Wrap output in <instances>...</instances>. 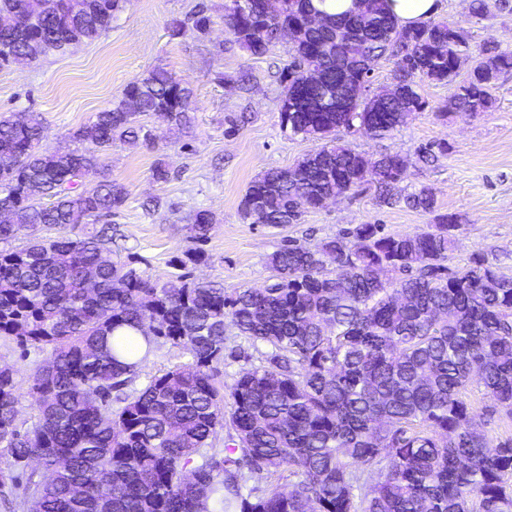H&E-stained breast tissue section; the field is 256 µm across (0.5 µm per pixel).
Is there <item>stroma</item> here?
<instances>
[{"instance_id": "35a3bbf8", "label": "stroma", "mask_w": 512, "mask_h": 512, "mask_svg": "<svg viewBox=\"0 0 512 512\" xmlns=\"http://www.w3.org/2000/svg\"><path fill=\"white\" fill-rule=\"evenodd\" d=\"M226 0H127L109 28L96 40L64 54L0 68V113H40L44 120L42 148L72 147V135L111 107L125 86L154 67L190 82L195 90L194 122L174 134L156 119L147 124L150 143L115 144L107 153V177L125 185L129 198L112 218L113 249L120 260L134 261L159 282L188 280L237 288H260L269 276V256L294 241L314 245L359 224L382 225L386 233L413 235L428 230L436 214L458 217V248L449 254L450 268L465 266L471 254L484 255L501 272L512 275V73L501 77L494 111L471 115L447 111L449 87L423 83V112L383 139L359 131L338 136L357 150L414 156L417 150L447 142L448 150L429 166L409 167L400 184L405 192L427 186L437 201L436 213L396 204H379L364 190L308 210L300 223L273 227L243 217L240 203L248 184L261 172L292 166L318 149L317 141L291 136L280 127V72L290 62L289 41L256 57L234 43L224 23ZM435 20L463 28L471 53L486 42L512 51V12L490 9L484 19L472 18L470 0H437ZM207 16L197 30L198 16ZM248 74L247 89L236 80ZM247 114V122L230 125V117ZM166 180L153 176L156 165ZM159 199L154 212L145 200ZM205 210L214 218L206 259L179 267L178 258L195 249L189 217ZM224 358L215 363L218 385L232 384L239 373L257 364L250 343L228 329ZM48 350L21 352L0 339V365L12 366L21 394L18 419L24 429L38 421L29 394L36 367Z\"/></svg>"}]
</instances>
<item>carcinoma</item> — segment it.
<instances>
[{"label":"carcinoma","mask_w":512,"mask_h":512,"mask_svg":"<svg viewBox=\"0 0 512 512\" xmlns=\"http://www.w3.org/2000/svg\"><path fill=\"white\" fill-rule=\"evenodd\" d=\"M109 2L108 12L84 13L78 0H0V66L95 40L126 0ZM242 2L224 5L240 48L263 56L291 34L280 126L306 139L339 128L383 138L424 110L423 81L450 85L456 111L491 112L512 72V53L488 42L455 81L464 29L431 21L401 31L387 0H353L340 15L313 0H249L244 12ZM388 55L408 63L393 88L337 111L336 91ZM193 98L190 84L156 67L73 133L82 147L55 152L39 150V114L0 116V211L14 215L0 221V337L50 349L30 386L39 420L24 433L15 371L0 366V453L10 457L0 498L26 512H512V439L492 445L466 400L475 383L512 418V276L479 255L446 265L457 216L414 235L359 224L313 246L288 244L269 257L270 284L231 294L159 283L112 257L109 228L96 224L128 191L101 176L103 155L152 138L143 117L190 129ZM436 159L430 149L413 160L368 155L330 138L256 176L242 213L297 224L336 189L365 184L383 203L433 213L431 188L402 195L398 184L410 163ZM212 224L194 213L193 238L207 241ZM21 235L24 247H6ZM228 321L268 352L225 394L213 363L224 358ZM160 343L192 362L135 387ZM224 427L232 433L215 448ZM284 471L298 477L293 490L244 493L249 479Z\"/></svg>","instance_id":"1"}]
</instances>
